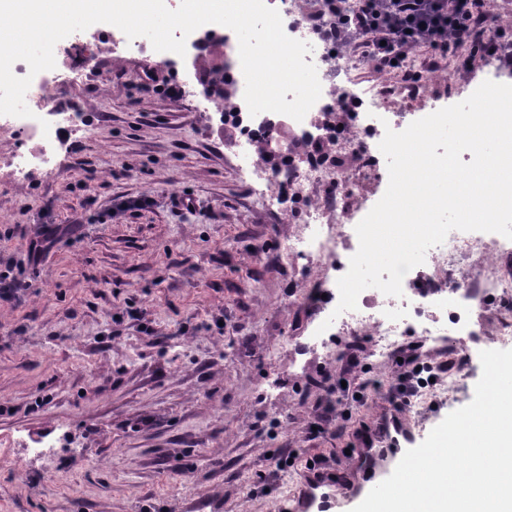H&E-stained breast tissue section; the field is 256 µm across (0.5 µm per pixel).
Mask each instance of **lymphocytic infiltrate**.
I'll use <instances>...</instances> for the list:
<instances>
[{"instance_id":"f902f5d3","label":"lymphocytic infiltrate","mask_w":512,"mask_h":512,"mask_svg":"<svg viewBox=\"0 0 512 512\" xmlns=\"http://www.w3.org/2000/svg\"><path fill=\"white\" fill-rule=\"evenodd\" d=\"M346 0H320L312 15L321 38L332 46L349 49L365 64L394 72L407 90V100L421 92L423 74L406 68L405 49L419 44L430 49L426 66L466 49L470 60H494L497 70L512 76V37L489 24L485 0H358L355 8ZM394 394L409 401L431 379L448 374L452 362L420 360L405 350Z\"/></svg>"}]
</instances>
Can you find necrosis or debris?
Wrapping results in <instances>:
<instances>
[{"label": "necrosis or debris", "mask_w": 512, "mask_h": 512, "mask_svg": "<svg viewBox=\"0 0 512 512\" xmlns=\"http://www.w3.org/2000/svg\"><path fill=\"white\" fill-rule=\"evenodd\" d=\"M279 5L283 29L289 37L311 45L308 57L318 73L321 96L303 120L273 112L250 115L244 100L245 78L239 45L222 38L217 29L194 31L192 48L198 82L209 91L220 121L235 131L234 154L240 170L249 172L271 209L283 216L302 212V230L289 241L287 252L296 260L320 258L339 272L349 268L348 258L337 253L341 224L325 220L326 211H351L352 187L337 164L338 155L352 154L371 160L363 136L337 135L334 104L342 88L334 83L324 61L328 52L302 17L297 0H265ZM17 76H31L25 103L32 115H0V126L18 131L19 140L0 144V159L8 161L18 177L56 165V146L63 133L83 125L79 109L62 99L55 71L30 75L25 62H17ZM512 254L500 234L452 231L432 247L422 265L403 279L402 297L364 290L355 310L337 313V293L316 301L313 347L326 348L335 337L354 336L372 342L371 353L387 363L407 329L429 339L444 328L466 336L497 342L512 341V317L492 310L491 302L512 300Z\"/></svg>", "instance_id": "1"}]
</instances>
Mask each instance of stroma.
<instances>
[{"instance_id": "stroma-1", "label": "stroma", "mask_w": 512, "mask_h": 512, "mask_svg": "<svg viewBox=\"0 0 512 512\" xmlns=\"http://www.w3.org/2000/svg\"><path fill=\"white\" fill-rule=\"evenodd\" d=\"M150 69L180 95L147 91ZM426 77L443 93L419 97L427 113L494 74L472 79L449 59ZM61 82L86 126L65 136L56 169L20 180L0 164V262L28 283L0 298V512H280L310 462L347 472L396 406L398 367L366 353L345 388L350 337L309 347L306 300L333 272L288 258L297 224L249 192L186 59L122 47ZM47 224L77 230L31 263ZM401 344L422 359L471 355L454 391L399 408L422 440L472 401L491 344Z\"/></svg>"}]
</instances>
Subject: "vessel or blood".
<instances>
[{
	"mask_svg": "<svg viewBox=\"0 0 512 512\" xmlns=\"http://www.w3.org/2000/svg\"><path fill=\"white\" fill-rule=\"evenodd\" d=\"M377 436L385 448L378 455L379 466L371 478L349 482L343 494L338 496L328 491L327 480L308 474L302 492L295 498L289 512H337L341 507L351 512L374 486L392 473L404 453L417 445L415 435L393 412L382 418Z\"/></svg>",
	"mask_w": 512,
	"mask_h": 512,
	"instance_id": "b4317fda",
	"label": "vessel or blood"
}]
</instances>
